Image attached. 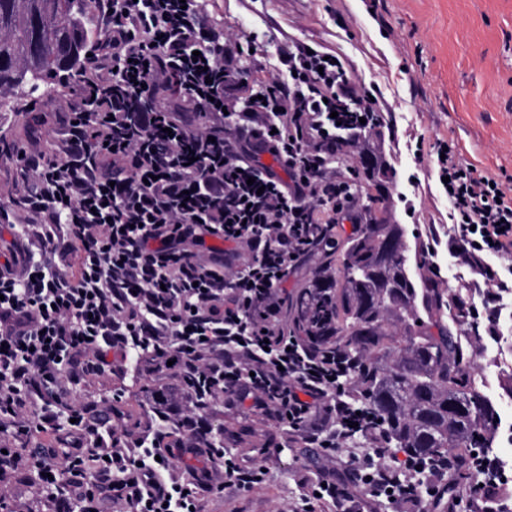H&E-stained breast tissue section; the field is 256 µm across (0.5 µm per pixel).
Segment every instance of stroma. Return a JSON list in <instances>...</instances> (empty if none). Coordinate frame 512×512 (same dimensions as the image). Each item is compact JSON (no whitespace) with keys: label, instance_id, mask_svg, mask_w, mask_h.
I'll return each instance as SVG.
<instances>
[{"label":"stroma","instance_id":"1","mask_svg":"<svg viewBox=\"0 0 512 512\" xmlns=\"http://www.w3.org/2000/svg\"><path fill=\"white\" fill-rule=\"evenodd\" d=\"M212 23L225 32L256 33L244 59L253 74L273 69L291 40L312 42L345 56L356 74L377 92L386 136L375 138L391 167L388 214L403 225L411 254L434 251L439 287L459 293L472 275L448 251V203L429 160L431 150L453 140L461 158L479 172L512 181V0H208ZM64 86L37 97L9 92L14 104L0 112V138L19 147L56 148L54 131L66 110ZM413 214H406L405 203ZM167 397L156 405L155 392ZM95 401L117 407L129 430L124 450L165 429L186 438L179 421L189 408L178 377L105 371L87 377L68 398L71 406ZM168 415L159 421L158 412ZM205 418L224 430L222 446L240 459L258 460L266 443L281 452L267 463L263 484L248 491L203 488V512H295L301 484L321 474L336 479L361 512H395L365 495L350 466V450L329 455L307 447L287 426L245 408L215 403Z\"/></svg>","mask_w":512,"mask_h":512}]
</instances>
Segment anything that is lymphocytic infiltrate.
Returning a JSON list of instances; mask_svg holds the SVG:
<instances>
[{
    "instance_id": "f902f5d3",
    "label": "lymphocytic infiltrate",
    "mask_w": 512,
    "mask_h": 512,
    "mask_svg": "<svg viewBox=\"0 0 512 512\" xmlns=\"http://www.w3.org/2000/svg\"><path fill=\"white\" fill-rule=\"evenodd\" d=\"M103 27L79 79L67 87L58 152L32 148L20 186L0 202V224L27 241L21 270L0 264V434L43 432L73 447L64 462L40 449L0 453V512H12L7 476L36 470L37 497L67 483L70 512H192L213 460L225 485L262 484V465L224 448L154 441L122 452L114 427L74 407L71 385L106 366L173 370L193 401L189 432L219 400L286 423L305 444L340 452L370 443L357 474L368 495L427 512L442 468L399 457L376 413L355 400L358 363L283 322L287 275L341 221L359 230L368 204L337 164L381 118L372 89L345 59L295 41L256 80L241 68L253 33L224 34L204 0H96ZM435 160L448 197V248L473 276L465 303L477 336L499 333L512 291V184L462 161L452 141ZM269 153L285 175L259 166ZM221 247L205 246L206 238ZM34 420L20 413L28 399ZM187 476L170 474L172 459ZM302 512H355L334 481L307 485Z\"/></svg>"
}]
</instances>
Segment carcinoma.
Listing matches in <instances>:
<instances>
[{"label": "carcinoma", "mask_w": 512, "mask_h": 512, "mask_svg": "<svg viewBox=\"0 0 512 512\" xmlns=\"http://www.w3.org/2000/svg\"><path fill=\"white\" fill-rule=\"evenodd\" d=\"M95 0H0V87L47 85L58 71H79L89 52ZM357 182L380 187L384 164L354 168ZM385 196L370 198V223L348 236L341 267H319L328 299L303 290L298 324L319 345L359 360L356 398L370 405L393 448L437 464L454 459L450 482L473 454L490 447L492 402L474 385L461 342L465 312L443 288H427L408 267L402 225L385 216ZM437 328L432 332L431 328Z\"/></svg>", "instance_id": "obj_1"}]
</instances>
